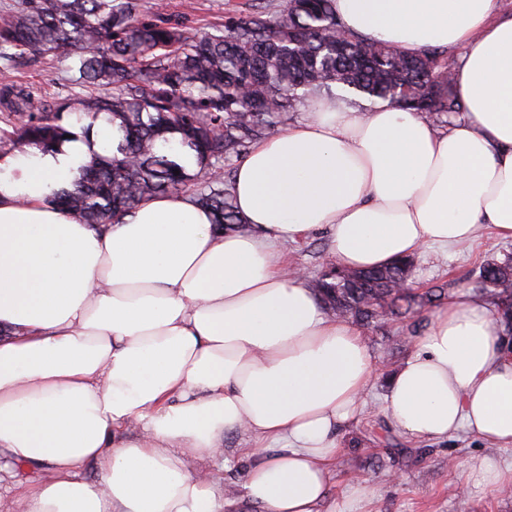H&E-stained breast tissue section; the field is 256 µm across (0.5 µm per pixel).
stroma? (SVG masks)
<instances>
[{
	"label": "stroma",
	"instance_id": "35a3bbf8",
	"mask_svg": "<svg viewBox=\"0 0 512 512\" xmlns=\"http://www.w3.org/2000/svg\"><path fill=\"white\" fill-rule=\"evenodd\" d=\"M145 8L179 23L195 35L223 24L226 12L244 8L246 0H142ZM67 65L41 60L0 75V85L25 79L51 94L65 93ZM512 255V240H503L492 230H483L468 245L437 249L417 256L411 282L422 292L435 285H447L449 295L470 293L473 269L488 260ZM433 315L403 314L378 325L363 327L362 334L372 357L386 372L395 369L414 350V339L423 335ZM387 379L372 384L364 408L341 435L343 451L337 457L332 494L338 512H512V496H503L492 486L473 485L469 475L473 462L494 456L512 463V447L489 448L464 431L440 442L411 441L400 436L384 410ZM247 437L236 433L224 438L226 466L217 475L223 485L242 486L250 447ZM366 489L364 499L350 496L353 482Z\"/></svg>",
	"mask_w": 512,
	"mask_h": 512
}]
</instances>
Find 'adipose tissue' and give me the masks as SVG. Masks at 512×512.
I'll list each match as a JSON object with an SVG mask.
<instances>
[{
  "label": "adipose tissue",
  "instance_id": "ef3b65f1",
  "mask_svg": "<svg viewBox=\"0 0 512 512\" xmlns=\"http://www.w3.org/2000/svg\"><path fill=\"white\" fill-rule=\"evenodd\" d=\"M500 0H336L354 33L415 55L466 46L452 69L464 119L434 126L333 97L254 144L214 228L188 194L94 229L58 208L92 138L0 157V459L35 478L23 512H225L224 435L252 441L239 498L258 512H336L340 433L384 374L360 327L327 314L287 245L324 231L351 269L512 239V12ZM405 438L467 429L512 447V356L491 301L463 294L388 374ZM97 478H87L88 467Z\"/></svg>",
  "mask_w": 512,
  "mask_h": 512
}]
</instances>
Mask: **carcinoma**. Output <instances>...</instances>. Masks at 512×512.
Segmentation results:
<instances>
[{
    "mask_svg": "<svg viewBox=\"0 0 512 512\" xmlns=\"http://www.w3.org/2000/svg\"><path fill=\"white\" fill-rule=\"evenodd\" d=\"M30 55L68 62L67 94L50 98L28 83L0 88V157L36 145L46 152L70 134V118L110 117L116 150L94 154L55 201L99 229L139 202L186 193L226 230L242 224L232 193L236 162L256 142L284 131L294 105L321 91L420 112L438 126L465 113L439 49L408 57L351 33L335 0H248L224 25L192 38L150 14L142 0H20L0 12V68ZM112 86L101 97L93 89ZM411 259L367 271L344 270L364 286L323 268L311 280L333 315L369 326L424 309L442 286L414 291ZM478 295L512 330V256L479 267Z\"/></svg>",
    "mask_w": 512,
    "mask_h": 512,
    "instance_id": "cac0c4a2",
    "label": "carcinoma"
}]
</instances>
